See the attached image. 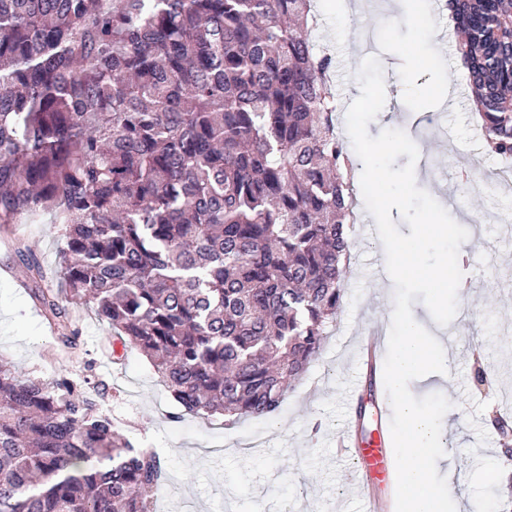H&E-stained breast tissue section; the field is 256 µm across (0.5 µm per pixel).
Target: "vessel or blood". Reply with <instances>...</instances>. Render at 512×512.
I'll return each instance as SVG.
<instances>
[{
    "instance_id": "obj_1",
    "label": "vessel or blood",
    "mask_w": 512,
    "mask_h": 512,
    "mask_svg": "<svg viewBox=\"0 0 512 512\" xmlns=\"http://www.w3.org/2000/svg\"><path fill=\"white\" fill-rule=\"evenodd\" d=\"M340 446L354 460L355 468L350 478L360 490L364 512H390L391 500H381L374 496L371 484L373 480H392L394 467L388 448L385 430H378L374 439L363 441L355 435H343Z\"/></svg>"
}]
</instances>
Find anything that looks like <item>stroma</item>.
<instances>
[{
  "label": "stroma",
  "mask_w": 512,
  "mask_h": 512,
  "mask_svg": "<svg viewBox=\"0 0 512 512\" xmlns=\"http://www.w3.org/2000/svg\"><path fill=\"white\" fill-rule=\"evenodd\" d=\"M373 2L377 11L345 15L329 9L327 0H315L314 37L336 59L333 87L341 125L360 94L362 58L351 55L348 44L359 30L373 41L395 114L369 123L370 135L403 130L418 149V187L469 231L462 245L471 256L462 268L467 288L453 334H444L423 302L411 305L417 322L450 348L454 379L428 375L409 388L419 398L444 394L455 407L446 435L464 474L453 494L457 512L474 503L503 512L507 498L489 477L499 440L486 420L493 410L512 405V184L491 179L500 160L485 152L475 127L454 39L439 44L435 62L417 64L409 57L417 21L414 0ZM447 80L459 101L452 110L429 95ZM356 209L357 221L347 227L352 259L342 311L275 418H177L176 404L147 359L135 350L114 358L110 331L85 306L76 308L79 347L59 342L22 286L26 269L14 248L18 242L29 247L46 272V287H58L62 241L56 224H16L9 236L0 235V358L45 382L65 376L103 383L96 398L115 429L136 444L157 448L166 462L168 481L154 512H362L348 480L353 461L338 454L337 444L351 383L361 373L356 337L373 326L389 332L394 284L373 263L384 248L366 233L373 218L364 201H357ZM476 340L483 344L486 363L506 380L505 389L475 392L469 347Z\"/></svg>",
  "instance_id": "1"
}]
</instances>
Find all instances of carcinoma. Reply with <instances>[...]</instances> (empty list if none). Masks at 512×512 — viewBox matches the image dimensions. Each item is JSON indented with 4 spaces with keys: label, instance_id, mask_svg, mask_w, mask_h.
Wrapping results in <instances>:
<instances>
[{
    "label": "carcinoma",
    "instance_id": "1",
    "mask_svg": "<svg viewBox=\"0 0 512 512\" xmlns=\"http://www.w3.org/2000/svg\"><path fill=\"white\" fill-rule=\"evenodd\" d=\"M489 151L512 159V0H445ZM312 0H0V224L62 225L66 293L181 411L273 418L344 297L354 159ZM166 464L89 381L0 359V512H153Z\"/></svg>",
    "mask_w": 512,
    "mask_h": 512
}]
</instances>
